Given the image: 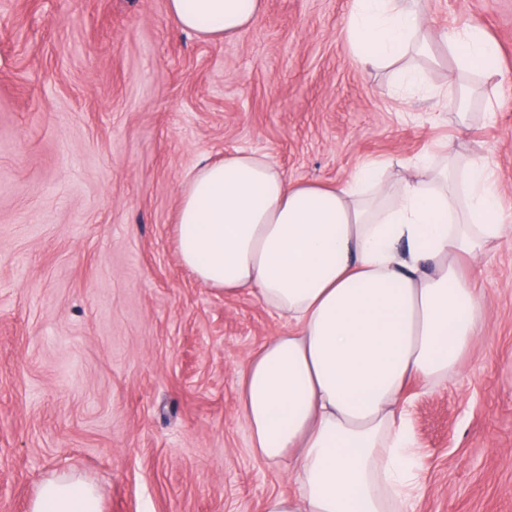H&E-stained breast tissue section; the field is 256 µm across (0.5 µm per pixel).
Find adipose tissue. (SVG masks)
Segmentation results:
<instances>
[{
	"instance_id": "obj_1",
	"label": "adipose tissue",
	"mask_w": 512,
	"mask_h": 512,
	"mask_svg": "<svg viewBox=\"0 0 512 512\" xmlns=\"http://www.w3.org/2000/svg\"><path fill=\"white\" fill-rule=\"evenodd\" d=\"M264 0H167L182 30L230 39ZM426 15L417 0H353L350 49L408 86ZM462 69L496 74V42L477 27L441 34ZM396 182L369 161L334 185L289 183L264 154L199 164L177 209L178 257L199 281L251 293L288 319V333L250 352L239 372L252 454L281 468L288 490L265 512H409L417 452L404 412L410 382L447 383L485 317L475 272L501 239L487 158L443 147ZM29 512H100L75 476L45 479Z\"/></svg>"
}]
</instances>
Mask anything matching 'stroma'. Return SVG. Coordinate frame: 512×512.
I'll return each mask as SVG.
<instances>
[{
	"label": "stroma",
	"instance_id": "35a3bbf8",
	"mask_svg": "<svg viewBox=\"0 0 512 512\" xmlns=\"http://www.w3.org/2000/svg\"><path fill=\"white\" fill-rule=\"evenodd\" d=\"M350 6L266 0L206 41L166 0H0V512L65 471L102 512H262L288 484L250 452L237 379L288 325L180 263L183 178L237 151L291 182L396 176L448 141L489 157L509 232L480 262V340L447 386L407 388L413 512H512V0H425L431 31L491 35L502 71L467 83L435 42L406 98L352 56ZM452 81L471 95L433 96Z\"/></svg>",
	"mask_w": 512,
	"mask_h": 512
}]
</instances>
